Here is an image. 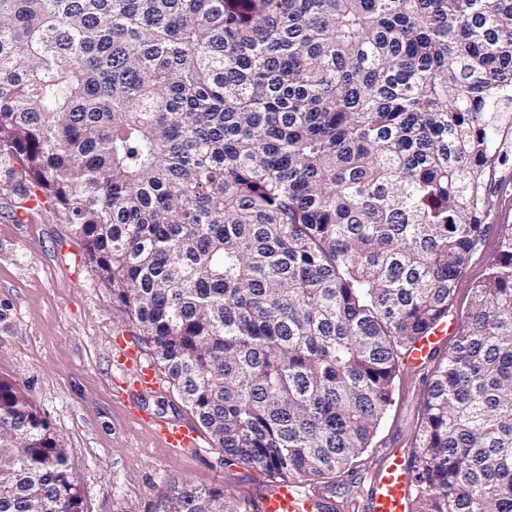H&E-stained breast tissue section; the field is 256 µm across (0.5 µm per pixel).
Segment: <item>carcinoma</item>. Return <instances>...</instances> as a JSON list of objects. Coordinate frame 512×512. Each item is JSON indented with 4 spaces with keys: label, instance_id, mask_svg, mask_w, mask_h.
Listing matches in <instances>:
<instances>
[{
    "label": "carcinoma",
    "instance_id": "1",
    "mask_svg": "<svg viewBox=\"0 0 512 512\" xmlns=\"http://www.w3.org/2000/svg\"><path fill=\"white\" fill-rule=\"evenodd\" d=\"M512 134V0H0V156L224 453L339 477L453 307ZM433 370L418 512H512V233ZM185 483L156 512H243ZM0 512H84L0 376Z\"/></svg>",
    "mask_w": 512,
    "mask_h": 512
}]
</instances>
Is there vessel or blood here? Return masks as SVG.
<instances>
[{
    "instance_id": "1",
    "label": "vessel or blood",
    "mask_w": 512,
    "mask_h": 512,
    "mask_svg": "<svg viewBox=\"0 0 512 512\" xmlns=\"http://www.w3.org/2000/svg\"><path fill=\"white\" fill-rule=\"evenodd\" d=\"M444 329L438 328L422 339L409 354L407 365L421 367L444 339ZM160 380L154 368L142 366L124 384L125 390L137 397L154 394ZM161 447L187 450L198 447L199 434L181 418L170 416L151 428ZM416 491L414 466L406 448H383L370 475L369 488L362 502L356 503L357 512H409ZM338 504L329 489L310 487L297 481L272 486L261 492L256 512H336Z\"/></svg>"
}]
</instances>
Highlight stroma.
I'll return each mask as SVG.
<instances>
[{"label":"stroma","instance_id":"stroma-1","mask_svg":"<svg viewBox=\"0 0 512 512\" xmlns=\"http://www.w3.org/2000/svg\"><path fill=\"white\" fill-rule=\"evenodd\" d=\"M487 180V229L458 279L452 322L465 317L472 288L483 279L505 232H512V137ZM19 164L0 159V375L14 379L44 416L67 452L86 512H156L173 486H221L253 501L271 478L252 468L225 466L209 434L196 450L162 448L152 419L178 414L198 419L169 383L139 402L127 401L119 348L151 362L135 324L112 299L84 258L65 214L48 199L28 196ZM434 369L399 371L392 403L372 448L331 489L342 500L362 498L380 448H414L427 385Z\"/></svg>","mask_w":512,"mask_h":512}]
</instances>
